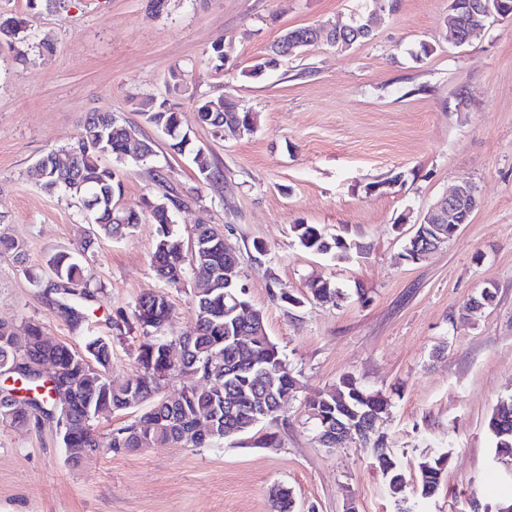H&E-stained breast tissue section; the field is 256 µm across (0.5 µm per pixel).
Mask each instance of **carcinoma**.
Listing matches in <instances>:
<instances>
[{
    "instance_id": "1",
    "label": "carcinoma",
    "mask_w": 512,
    "mask_h": 512,
    "mask_svg": "<svg viewBox=\"0 0 512 512\" xmlns=\"http://www.w3.org/2000/svg\"><path fill=\"white\" fill-rule=\"evenodd\" d=\"M474 2L476 0H457L456 21L446 33L448 43L463 41L469 36V6ZM24 29L25 20L0 15L1 40L22 43ZM366 40V36L343 33L333 40L322 36L314 38L307 42V46L324 43L348 49ZM285 57L284 44L277 40L267 50L263 64L270 69ZM219 102L224 108L219 117L241 118L244 134H250L249 111L233 98L201 100L198 109L205 110L208 105ZM173 107L175 104L168 98L146 99L137 103L136 111L142 114L147 124L162 132L181 121L180 113ZM102 137L108 143V156L117 163L125 162V125L110 112H93L83 120L80 139L67 149L78 156L87 182H72L69 170L58 169L52 164L31 169L29 176L49 193L69 190L80 196L90 223L97 226L99 233L111 237L126 225L113 223L112 198L121 195L122 181L119 169L103 163L102 155L93 149ZM192 162L202 176H210L214 182L223 179V171L213 166L208 154L195 150ZM172 205H177L172 198L167 202L159 200L146 212L135 210L132 218L136 224L147 217L159 225L160 236L151 258L152 267L159 278L177 286L185 276V256L182 241L169 228ZM455 228L454 224L419 225L415 236L406 242L405 256L413 261L426 258V246L453 235ZM291 231L302 247L338 260L349 258L351 250L361 248V245L339 237L327 239L314 224H293ZM202 257L215 276L195 282L192 288L197 327L184 353L182 366L204 379L220 383V388L193 389L184 385L163 391L162 380L177 371L166 353L167 344L175 341L166 334L172 307L167 294L148 291L138 298L132 312L133 320L146 335L137 353L143 373L134 380L120 381L105 373L112 348L102 337H86L84 354L80 355L63 343L49 345L38 324L31 323L19 333L0 324V371L21 383L22 389L33 392L31 397L17 399L13 397L15 388L1 387L0 419L27 426L32 422L39 423L42 418H55L63 427L64 447L97 448L102 456L131 454L164 445L202 447L213 439L245 435L254 436L257 444L274 445L275 434L260 435L256 428L264 422L277 420L295 399L298 378L283 359L277 344L268 336L262 312H257L250 323L241 320L235 312L236 304L242 305L245 301L243 285L224 279V268L235 264V256L224 251V237L211 224L195 226L192 258L198 261ZM49 266L55 278L53 291L60 295L55 304L70 330L79 334L83 332L84 307L70 304L68 297L78 293L86 300L94 299L84 268L71 254L54 256ZM308 290L312 299L322 302L334 301L342 295L330 280H315ZM247 328L252 330L253 336L249 347L244 349L235 344V337ZM42 360L60 368L52 386L47 385L48 379L36 378L26 365L28 361L38 363ZM63 387L71 391L67 405L52 395V391L59 392ZM266 398L274 403L273 410L265 415L255 414V406ZM387 407L388 401L380 393L366 389L351 375L342 377L335 388L307 401L309 418L318 432L338 422L351 428L368 421L377 423L387 413ZM131 408H139L141 412L130 423L105 436L95 432V418ZM201 417L214 424V431L206 437L196 431V423ZM487 429L495 448L494 459L506 464L512 462V397L497 403L487 421ZM367 443L379 449L377 459L389 493L404 497L406 481L402 470L399 465L390 466L384 461L391 456L384 435L376 432ZM450 454L449 450H433L419 461L415 489L419 500L426 501L438 492Z\"/></svg>"
}]
</instances>
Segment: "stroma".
<instances>
[{
	"label": "stroma",
	"mask_w": 512,
	"mask_h": 512,
	"mask_svg": "<svg viewBox=\"0 0 512 512\" xmlns=\"http://www.w3.org/2000/svg\"><path fill=\"white\" fill-rule=\"evenodd\" d=\"M361 4L167 0L157 11L149 0H60L33 10L0 0L1 14L28 21L24 57L0 44V236L25 253L21 264L0 255V321L40 324L78 352L86 337L109 340V370L121 380L142 373L144 334L130 316L143 292L167 293L169 335L194 334L198 270L187 266L177 286L157 277V225L97 235L80 198L46 193L29 177L42 156L80 138L88 112L107 110L154 144L149 158L121 164L116 207L176 199L171 228L186 244L199 222L220 228L300 382L270 448L216 439L74 465L56 420L0 421V512H272L278 487L291 490L296 512H415L414 493L388 494L374 449L316 440L306 402L347 374L388 399L379 430L408 485L429 447H450L426 512H473L507 494L486 421L512 396V19L457 47L445 38L449 0H400L369 40L343 52L319 44L249 77L285 29L343 23ZM43 39L53 53L38 50ZM217 43L227 56L220 70ZM174 70L188 85L173 97L182 127L221 181L205 180L136 110L135 99L169 97ZM222 95L256 114L252 136L198 123L196 100ZM464 185L480 198L470 223L426 259H405L423 214ZM297 222L362 249L342 261L310 252L291 232ZM87 239L83 264L98 293L79 337L52 308L49 261ZM317 278L343 298L310 300ZM490 285L493 302L470 313ZM283 288L299 305L279 299Z\"/></svg>",
	"instance_id": "obj_1"
}]
</instances>
